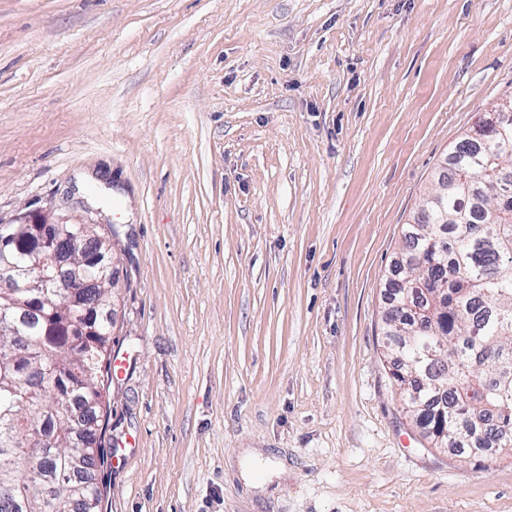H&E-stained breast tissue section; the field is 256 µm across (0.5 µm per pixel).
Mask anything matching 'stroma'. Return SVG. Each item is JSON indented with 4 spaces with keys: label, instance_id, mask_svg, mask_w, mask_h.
Instances as JSON below:
<instances>
[{
    "label": "stroma",
    "instance_id": "1",
    "mask_svg": "<svg viewBox=\"0 0 512 512\" xmlns=\"http://www.w3.org/2000/svg\"><path fill=\"white\" fill-rule=\"evenodd\" d=\"M512 95V0H0V221L112 224L104 512H512L383 356L402 230Z\"/></svg>",
    "mask_w": 512,
    "mask_h": 512
}]
</instances>
